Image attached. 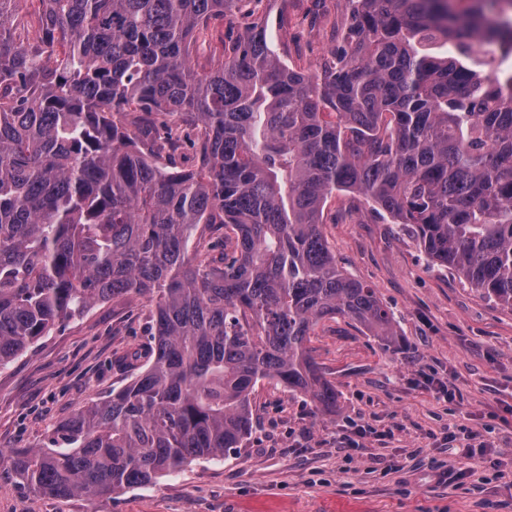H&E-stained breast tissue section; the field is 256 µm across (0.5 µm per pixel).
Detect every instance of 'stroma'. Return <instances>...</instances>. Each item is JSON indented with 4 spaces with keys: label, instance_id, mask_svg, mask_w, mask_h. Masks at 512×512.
I'll return each mask as SVG.
<instances>
[{
    "label": "stroma",
    "instance_id": "stroma-1",
    "mask_svg": "<svg viewBox=\"0 0 512 512\" xmlns=\"http://www.w3.org/2000/svg\"><path fill=\"white\" fill-rule=\"evenodd\" d=\"M344 0H262L215 21L192 48L198 71L240 22L263 21L282 59L305 72L336 45ZM323 235L337 264L375 289L400 347L359 324L321 321L312 354L336 387L334 412L276 382L252 396L253 431L221 460H197L153 484L67 499L33 497L0 463V512H512V311L432 265L417 240L363 198L336 193ZM146 298L108 300L42 337L0 369V450L40 442L79 404L107 396L127 373L112 360L149 333ZM391 431L353 450V425ZM498 451L491 468L480 444ZM448 470L438 480L436 467ZM481 482L474 490L473 482Z\"/></svg>",
    "mask_w": 512,
    "mask_h": 512
}]
</instances>
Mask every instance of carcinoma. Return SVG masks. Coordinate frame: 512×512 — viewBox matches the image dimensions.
<instances>
[{"label":"carcinoma","mask_w":512,"mask_h":512,"mask_svg":"<svg viewBox=\"0 0 512 512\" xmlns=\"http://www.w3.org/2000/svg\"><path fill=\"white\" fill-rule=\"evenodd\" d=\"M11 2L0 367L100 302L151 305L149 343L115 362L129 382L10 451L34 496L118 493L224 458L250 435L262 379L336 409L310 348L324 319L400 345L322 235L336 191L364 196L512 311V72L477 51L512 56V20L492 21L512 0H345L336 49L312 74L281 62L258 20L198 72L196 35L238 0H39L30 29Z\"/></svg>","instance_id":"carcinoma-1"}]
</instances>
